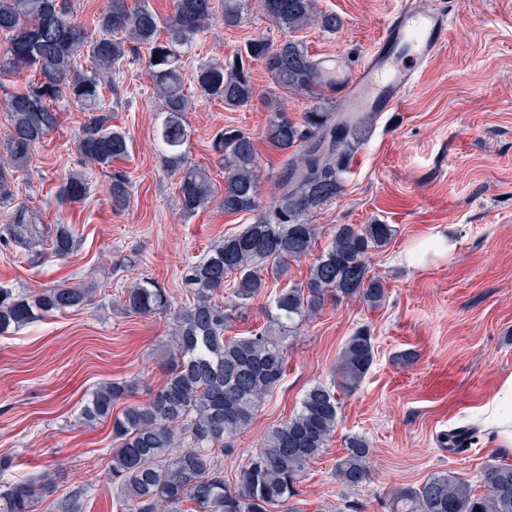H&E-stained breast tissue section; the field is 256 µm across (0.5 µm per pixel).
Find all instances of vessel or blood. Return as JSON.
<instances>
[{"label": "vessel or blood", "instance_id": "b4317fda", "mask_svg": "<svg viewBox=\"0 0 512 512\" xmlns=\"http://www.w3.org/2000/svg\"><path fill=\"white\" fill-rule=\"evenodd\" d=\"M448 25L442 9H419L413 0H402L366 61L337 84L340 111H399L444 45Z\"/></svg>", "mask_w": 512, "mask_h": 512}]
</instances>
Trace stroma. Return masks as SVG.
<instances>
[{
    "mask_svg": "<svg viewBox=\"0 0 512 512\" xmlns=\"http://www.w3.org/2000/svg\"><path fill=\"white\" fill-rule=\"evenodd\" d=\"M440 6L449 16L445 46L429 62L403 111L378 117L356 150L343 191L315 212L317 251L326 250L340 224H390V243L371 253V274L385 290L376 307L360 299H331L303 321L286 343L283 380L265 398L251 425L221 462L228 484L240 480L248 458L267 432L299 409L305 392L330 384L353 332L368 328L374 363L359 386L342 396L336 432L326 451L309 463L294 501L300 512H391V494L417 486L434 473L451 471L478 494L491 463H512V450L493 447L478 410L512 376V0H414ZM401 0H317L343 25L326 32L299 31L315 58H341L345 71L364 63ZM261 37L283 39L261 0H243L239 26L226 27L221 13L195 38L184 72L194 107L187 114V160L209 167L216 190L224 188L222 162L213 150L226 128L250 133L257 148L261 204L277 193L283 157L264 137L269 101L293 119L319 107L334 111L333 94L314 98L275 86L262 64L251 66L255 94L229 110L196 94L199 64L221 62ZM116 94L103 106L131 139L119 167L130 181V204L113 212L107 177L83 166L76 134L87 114L58 100L60 125L49 132L18 174L11 204L0 207V225L15 206L39 210L45 232L71 225L77 247L65 259L30 265L23 252L0 249V287L32 293L64 283H92L91 305L49 317L0 336V458L12 466L7 480L51 478L34 512H57L68 492L84 493L82 512H117L121 488L112 480L115 443L108 421L82 426L84 401L101 383L132 382L133 404L162 386L161 362L171 345L172 322L164 315L122 309L124 288L142 278L167 289L173 306L187 301L182 273L207 247L252 223L251 213H225L213 199L184 214L177 179L164 166L156 142L162 116L143 60L116 75ZM82 171L88 193L60 204L59 185ZM457 244L450 255L412 267L405 254L438 232ZM468 430L461 451L442 436ZM365 437L372 449L370 478L355 488L335 476L345 440Z\"/></svg>",
    "mask_w": 512,
    "mask_h": 512,
    "instance_id": "35a3bbf8",
    "label": "stroma"
}]
</instances>
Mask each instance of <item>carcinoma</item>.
<instances>
[{
  "label": "carcinoma",
  "instance_id": "cac0c4a2",
  "mask_svg": "<svg viewBox=\"0 0 512 512\" xmlns=\"http://www.w3.org/2000/svg\"><path fill=\"white\" fill-rule=\"evenodd\" d=\"M242 0H224V25L241 21ZM275 26L293 33L311 24L327 32L340 28L334 13L315 0H262ZM213 0H174L165 20L128 0H106L92 26L77 20L74 0H0V74L30 73L25 87L0 85V104L11 130L0 158V204L12 198L11 183L26 170L32 152L58 127L53 102L68 98L88 112L76 143L82 162L105 170L112 210L130 203L126 173L114 169L129 154V136L112 126V113L102 106L103 89L129 57L145 55V69L162 102L163 120L156 139L165 163L179 174L182 210L192 214L206 207L214 193L210 172L185 166L190 137L186 124L192 108L185 92V55L194 37L213 14ZM89 61L79 69L77 59ZM261 62L274 84L285 90L323 96L336 79L326 76L303 44L287 38L274 44L251 39L224 63H206L196 72L200 95L228 109L246 106L254 95L248 71ZM374 114L349 119L342 112L314 109L296 121L273 104L266 128L267 143L284 156L278 194L269 210L260 211L256 149L251 134L226 128L216 134L214 150L224 161L222 207L228 214L255 212V221L226 236L184 272L192 302L172 308L170 294L150 279L125 289L122 307L136 314H172L171 347L165 359L163 385L141 404L126 407L114 419L112 480L120 483L122 512H271L296 493L308 463L318 458L336 430L337 393L352 392L374 360L369 331L357 329L348 338L332 386L309 388L299 411L272 428L248 459L239 484L224 480L219 457L245 430L286 369L284 342L299 324L318 313L328 296L358 297L379 305L384 289L370 275L369 255L393 237L390 224H341L330 248L316 258L305 282L277 292L271 301L270 325L248 336L226 337L232 313L241 312L269 287L270 279L288 269L289 261L312 253L318 228L308 222L316 211L342 192L354 151L372 124ZM84 175L73 173L60 186L61 202H77L87 194ZM40 233L37 213L18 206L11 223L0 228V246L25 249ZM49 255L65 258L76 250L68 224L55 225ZM270 273H265V269ZM230 291V305L215 299ZM94 289L57 285L39 292L17 293L0 287V335L56 313L91 304ZM134 391L126 380L113 379L96 388L80 413L92 425L112 415L113 406ZM336 462V478L346 487L369 479V442L361 436L345 441ZM487 493L478 495L454 473L438 472L420 485L393 494L392 512H512V464H489L484 470ZM47 491L43 480L0 481V512H33Z\"/></svg>",
  "mask_w": 512,
  "mask_h": 512
}]
</instances>
